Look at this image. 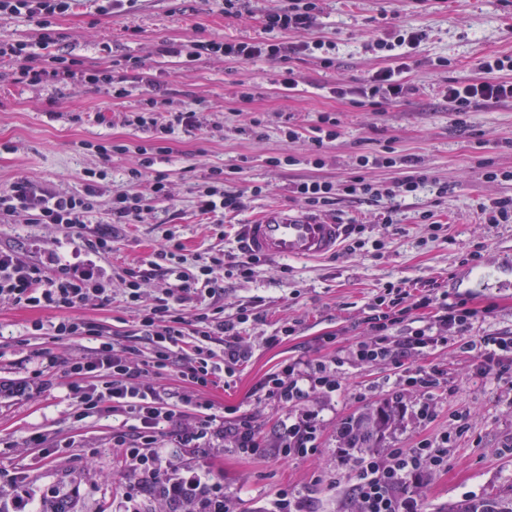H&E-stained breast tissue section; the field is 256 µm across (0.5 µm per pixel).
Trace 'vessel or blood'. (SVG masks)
Segmentation results:
<instances>
[{
  "instance_id": "obj_1",
  "label": "vessel or blood",
  "mask_w": 512,
  "mask_h": 512,
  "mask_svg": "<svg viewBox=\"0 0 512 512\" xmlns=\"http://www.w3.org/2000/svg\"><path fill=\"white\" fill-rule=\"evenodd\" d=\"M345 232V225L309 212L292 215L270 208L242 225L238 239L246 252L270 261L317 259L335 252Z\"/></svg>"
}]
</instances>
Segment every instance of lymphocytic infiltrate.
<instances>
[{"mask_svg": "<svg viewBox=\"0 0 512 512\" xmlns=\"http://www.w3.org/2000/svg\"><path fill=\"white\" fill-rule=\"evenodd\" d=\"M81 2L0 0V19H26L37 32L33 42L0 40V61L13 63L14 81L18 84L77 82L106 90L116 98L129 96L132 84L148 85L139 108L124 118L125 124L151 133L150 142L137 148L143 157L140 167L127 173L130 182L144 185L146 191L132 196L115 194L109 210L110 223H139L149 212L151 202L169 197L167 177L150 172L159 144L167 141L175 129H202L205 118L191 107L172 108L163 83L150 76L141 58H127L125 73L117 76L111 68L88 65L70 53L51 52V45L59 40L57 20L72 13ZM322 2L288 0L287 6L261 13V23L268 34L264 41L191 40L163 44L159 53L190 61L263 59L280 65L282 85L293 89L298 87L300 77L290 65L292 59L320 51L324 54L323 66L333 64L328 56L333 43L286 38L287 33L312 29L323 10ZM427 38V30L413 28L389 38L369 39L367 49L392 53L394 66L376 71L361 85L336 87V95L383 102L401 99L408 91L403 75L410 67L412 52ZM480 68L502 71L503 76L494 81L482 76L452 81L444 90L448 109L456 116V128H465L464 117L477 103H512V56L483 62ZM376 164L403 169V176L395 183L397 196L416 195L428 182L426 174L418 172L416 158L381 156L373 160L362 156L356 161L357 174L346 180L336 183L305 179L294 183L291 191L315 213L334 205L340 196L372 206L383 191L365 177L364 171ZM238 172L235 166L211 169L197 195L198 214L213 220L215 228H222L223 215L243 209L246 196L259 197L265 192L260 185L247 190L238 188ZM101 180L99 172L85 170L82 191L68 194L39 189L29 180L18 179L0 188V217L20 216L29 224H51L67 231L83 229L97 208L103 191ZM84 246L90 262L63 267L53 277L47 276L43 263L32 261L25 252L0 247V304L56 311L50 325L39 321L34 324L38 331L50 328L55 338H95L92 357L67 362L64 373L70 380L75 419H85L106 407L122 417L116 442L135 480L124 488L114 512H138L139 499L147 493L173 512H235L236 498L223 481L214 477L211 463H176L160 442L162 437L170 436L181 448L195 452L200 440L213 434L212 405L200 393L236 377L248 356L239 327L259 319L258 312L245 307L234 318H225L220 303L224 289L219 281L251 276L259 257L211 251L197 255L194 266L189 268L185 265L183 244L167 233L149 258L124 268L125 302L138 308L137 336L149 347L148 356L141 358L137 347L122 343L119 337L108 335L103 326L82 317L86 307L103 306L112 300V275L98 262L99 257L111 253L112 235L99 230L85 239ZM424 286L425 291L419 296L392 283L381 288L364 320L368 337L356 342L349 356L358 362L391 366L397 396L418 393L415 414L427 421L434 416L432 400L442 384V372L436 367L415 366L412 360L422 351L447 345L449 340L463 341L478 312L462 304L437 302L438 284L434 280L425 281ZM432 305L437 308L434 322L405 327L412 311ZM163 370L175 372L187 385V392H171L158 386L155 378ZM339 388L336 373L326 362L301 357L284 362L258 382L255 396L257 403L271 402L285 409V418L271 437L265 438L250 416H232L230 426L224 430L225 447L244 456L271 454L284 460L313 453L319 446L321 420L310 400L316 394L333 395ZM365 441V434H358L355 443L363 448L360 456H351L345 445L339 450L350 471L349 512H425L415 489L447 468V440L434 443L423 439L411 448L382 450L366 447Z\"/></svg>", "mask_w": 512, "mask_h": 512, "instance_id": "lymphocytic-infiltrate-1", "label": "lymphocytic infiltrate"}]
</instances>
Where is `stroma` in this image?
<instances>
[{"label":"stroma","mask_w":512,"mask_h":512,"mask_svg":"<svg viewBox=\"0 0 512 512\" xmlns=\"http://www.w3.org/2000/svg\"><path fill=\"white\" fill-rule=\"evenodd\" d=\"M285 3L254 0L252 15L241 18L226 17L221 0H138L130 14L112 16L83 4L58 20L60 43L73 56L102 67L128 55L144 58L153 76L164 82L174 107H195L206 119L204 129L175 130L165 152L155 155L151 171L168 177L172 196L153 202L143 222L116 226L112 251L103 261L117 275L146 259L161 240L158 226L163 222L187 254L234 253L240 225L251 223L267 207L301 210L291 193L293 183L346 178L357 156L378 154L386 146L396 155L419 158L430 177L447 184V195L437 197L427 185L411 197L383 198L376 207L350 197L330 206L329 218L342 224H372L380 209L392 208L394 225L366 230L361 250L352 254L340 249L314 261H267L251 276L223 282L225 316L253 305L261 319L241 327L250 356L231 386L208 392L213 414L223 416L225 406H236L254 415L260 435H268L283 411L257 404L256 384L301 354L342 360L336 395L313 401L322 418L317 452L288 460L247 458L225 449L217 435L204 445L216 473L239 493L237 512H257L283 486L299 494L304 512H343L336 487L345 478L338 429L350 416L390 401L394 393L388 368L346 362L348 349L361 340L363 320L379 288L433 279L448 302L477 309L478 318L467 333L472 346L451 343L416 356V366L440 368L447 378L434 396V419L424 423L406 414L388 425L376 445L409 448L451 434L447 470L418 490L428 512H446L449 504L472 499L494 503L512 489V376L480 373V339L512 336V287L494 285L500 255L512 252V223L480 224L476 213L503 190L485 182L484 172L512 170V103L476 105L467 114L466 130L459 132L442 91L449 81L479 76L483 58L512 55V0H325L310 36L335 43V63L326 69L311 56L293 59L301 83L292 90L280 85L277 65L264 60L186 62L157 52L165 42L266 39L259 11ZM130 23L140 29L133 39L124 32ZM421 27L428 29L429 38L414 54L415 64L406 75L410 91L399 102L376 112L333 94L336 85H359L386 66L385 58L365 50L368 38ZM440 58L448 59V68H435ZM243 85L253 89L251 100L239 99ZM141 95L137 89L115 100L105 90L81 85H20L12 81L11 64L0 63V187L22 177L39 187L76 193L85 169L102 167L107 172L105 193L90 220L96 226L105 222L114 194L143 190L128 181L127 172L140 164L132 144L148 140L150 133L118 119L119 113L136 109ZM75 113L81 114V122L72 121ZM324 113L336 117L340 136L328 145L325 166L317 169L308 161L307 138ZM255 118L260 127H251ZM287 125L298 128L301 139L286 140L282 130ZM87 141L126 143L130 149L105 161L84 149ZM286 155L294 157V165H270V158ZM232 165L241 169V185L259 184L266 193L226 215L219 236L202 222L196 196L210 169ZM426 211L447 222V231L422 224ZM59 236L51 224L0 221V245L27 251L40 241L59 264H71L76 253ZM84 315L116 336L137 328V314L126 304L117 279L111 303L87 307ZM54 317L47 310L0 305V484L22 472L37 493L73 494L76 512H112L113 499L131 479L114 445L112 428L120 419L108 413L73 419L63 364L88 357L94 343L82 337L56 341L46 328L33 330V322L46 324ZM288 322L295 323V334L268 343V336ZM327 334L333 335V343L321 344ZM460 416L467 417L468 425L459 435Z\"/></svg>","instance_id":"35a3bbf8"}]
</instances>
